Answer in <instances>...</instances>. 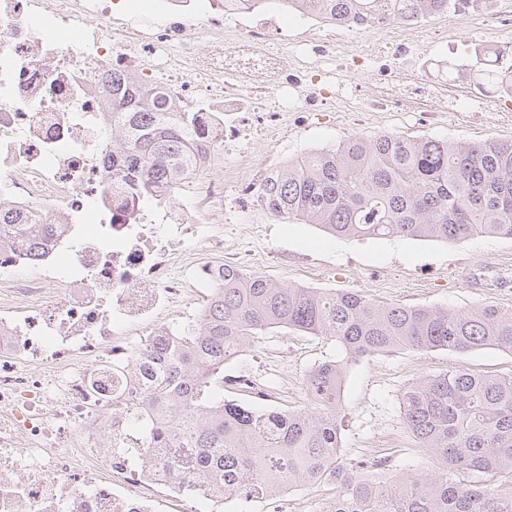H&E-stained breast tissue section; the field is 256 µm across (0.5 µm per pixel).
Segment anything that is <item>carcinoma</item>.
<instances>
[{"label":"carcinoma","mask_w":512,"mask_h":512,"mask_svg":"<svg viewBox=\"0 0 512 512\" xmlns=\"http://www.w3.org/2000/svg\"><path fill=\"white\" fill-rule=\"evenodd\" d=\"M336 23L375 17L400 22L442 15L454 0H306ZM478 80L512 86V70H478ZM112 127L121 130L125 167L140 197L157 206L178 170L196 165L193 112H169L157 92L131 106L112 87ZM273 213L317 224L337 237L458 242L492 235L512 239V142H451L378 134L351 138L277 172L261 192ZM32 225L0 211V238ZM196 335L137 350L158 363L151 411L178 408L177 484L190 495L213 486L224 498L265 499L332 474L339 490L327 512H512V375L452 368L403 392V421L436 470L374 476L362 464L336 470L340 399L347 364L324 362L305 378L301 411L226 400L224 362L272 327L325 336L347 358L393 349L512 353V312L380 304L353 292L277 285L224 266V288L206 304ZM485 476L489 485L457 475Z\"/></svg>","instance_id":"obj_1"}]
</instances>
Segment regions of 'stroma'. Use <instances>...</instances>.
I'll return each instance as SVG.
<instances>
[{"label":"stroma","mask_w":512,"mask_h":512,"mask_svg":"<svg viewBox=\"0 0 512 512\" xmlns=\"http://www.w3.org/2000/svg\"><path fill=\"white\" fill-rule=\"evenodd\" d=\"M382 133L413 135L405 112H327L320 124L288 136L278 164L339 145L351 137ZM451 141L512 139V114L450 112L427 130ZM237 238L238 261L248 271L283 285L352 291L385 304L467 310L492 305L512 311V239L480 236L459 243L333 237L315 224L276 215L262 206L215 218ZM333 339L285 329L269 330L245 352L227 360L225 376L247 384L225 385V399L288 410L307 408L304 380L314 367L345 359ZM453 367L480 373H512V353L494 348L464 353L395 349L350 362L341 392V463L384 462L387 474L427 472L435 463L405 425L400 408L412 384ZM335 478L300 485L273 498L230 502V512H326Z\"/></svg>","instance_id":"1"}]
</instances>
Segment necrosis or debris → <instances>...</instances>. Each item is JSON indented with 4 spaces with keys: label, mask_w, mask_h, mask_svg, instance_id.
<instances>
[{
    "label": "necrosis or debris",
    "mask_w": 512,
    "mask_h": 512,
    "mask_svg": "<svg viewBox=\"0 0 512 512\" xmlns=\"http://www.w3.org/2000/svg\"><path fill=\"white\" fill-rule=\"evenodd\" d=\"M0 0V208L35 216L27 243L0 239V512H223L172 479L169 424L142 432L146 386L134 352L173 333L191 293L212 298L224 265L219 212L257 200L276 171L251 145L287 137L314 113L512 112V93L475 99L458 78L410 64L417 34L448 41L438 20L337 26L244 0ZM461 19L503 31L486 67L512 55V14L458 0ZM292 55L275 49L289 26ZM72 41H63V34ZM363 70L366 82L350 80ZM162 91L206 123L216 174L179 178L185 201L157 212L112 192V77Z\"/></svg>",
    "instance_id": "1"
}]
</instances>
